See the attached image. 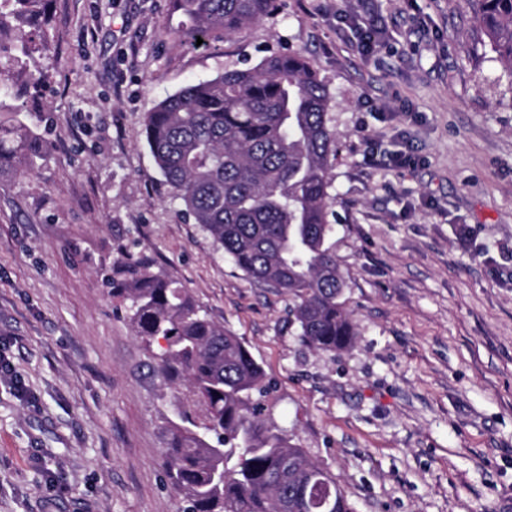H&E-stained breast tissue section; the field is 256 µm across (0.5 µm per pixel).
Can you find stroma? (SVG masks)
<instances>
[{
	"label": "stroma",
	"mask_w": 512,
	"mask_h": 512,
	"mask_svg": "<svg viewBox=\"0 0 512 512\" xmlns=\"http://www.w3.org/2000/svg\"><path fill=\"white\" fill-rule=\"evenodd\" d=\"M278 4L198 46L172 0H52L25 27L47 48L0 110L44 153L0 175V512H182L164 448L186 393L103 282L122 245L240 337L272 420L356 512H512V79L466 0ZM340 9L382 17L373 56ZM295 50L341 134L331 242L358 336L334 356L185 215L143 136L167 95ZM374 141L416 168L366 164Z\"/></svg>",
	"instance_id": "obj_1"
}]
</instances>
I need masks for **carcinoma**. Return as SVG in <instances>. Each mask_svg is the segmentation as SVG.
<instances>
[{
  "label": "carcinoma",
  "mask_w": 512,
  "mask_h": 512,
  "mask_svg": "<svg viewBox=\"0 0 512 512\" xmlns=\"http://www.w3.org/2000/svg\"><path fill=\"white\" fill-rule=\"evenodd\" d=\"M51 0H0L6 18L33 24ZM473 24L512 78V0H469ZM177 30L195 44L228 38L274 10V0H174ZM13 55L0 46V97L13 94ZM330 97L300 52L271 54L226 69L160 101L144 121L145 141L184 212L257 284L288 293L290 322L312 348L336 355L357 326L342 301L348 283L329 245L331 170L338 133ZM43 141L16 116L0 113V174L41 157ZM126 304L145 344L163 341L158 368L186 385L203 412L168 426L166 473L184 512H355L327 468L267 417L269 385L241 340L212 321L187 289L121 250L105 277Z\"/></svg>",
  "instance_id": "cac0c4a2"
}]
</instances>
